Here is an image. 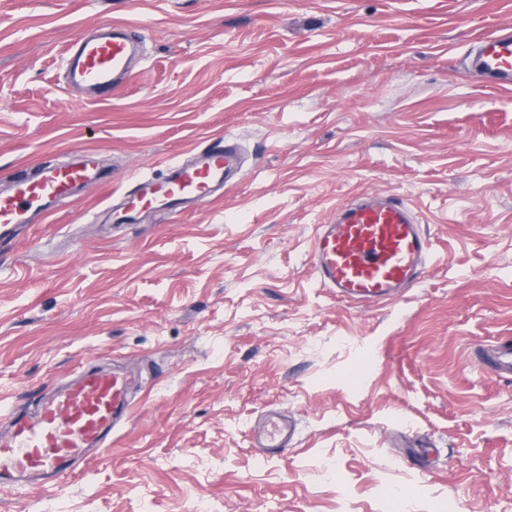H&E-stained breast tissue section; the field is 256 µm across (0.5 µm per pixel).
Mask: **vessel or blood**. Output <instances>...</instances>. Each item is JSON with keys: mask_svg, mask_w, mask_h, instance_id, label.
<instances>
[{"mask_svg": "<svg viewBox=\"0 0 512 512\" xmlns=\"http://www.w3.org/2000/svg\"><path fill=\"white\" fill-rule=\"evenodd\" d=\"M137 42L127 24L102 20L80 35L64 60L68 84L81 87L97 101L108 100L132 74ZM473 65L492 85L512 89V25L481 36ZM241 151L232 135L207 147L191 165L176 167L162 181L145 182L128 199L119 216L132 222L157 207L181 212L191 201L211 198L240 177ZM89 164L47 169L29 180L17 171L9 192H0V243L13 240L33 217H49L53 203L94 180ZM431 239L412 207L397 195L361 192L337 205L331 218L317 225L310 250L311 269L322 287L354 304L396 301L423 278ZM479 369L512 378V336L477 348ZM134 378L100 367L81 370L55 385L35 412L11 414L0 431V487L42 488L74 469L89 455L105 452L116 425L130 414ZM296 423L279 411L265 412L250 427L256 447L268 455L291 448Z\"/></svg>", "mask_w": 512, "mask_h": 512, "instance_id": "1", "label": "vessel or blood"}]
</instances>
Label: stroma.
<instances>
[{
  "label": "stroma",
  "instance_id": "35a3bbf8",
  "mask_svg": "<svg viewBox=\"0 0 512 512\" xmlns=\"http://www.w3.org/2000/svg\"><path fill=\"white\" fill-rule=\"evenodd\" d=\"M104 16L142 60L93 104L63 60ZM509 21L512 0H0V189L89 158L111 178L0 247V413L83 366L142 382L106 452L0 512H512V379L471 357L512 336V91L471 65ZM225 134L240 180L114 222L135 176ZM374 191L415 209L430 260L398 302H344L312 236ZM270 409L297 424L279 458L248 438Z\"/></svg>",
  "mask_w": 512,
  "mask_h": 512
}]
</instances>
